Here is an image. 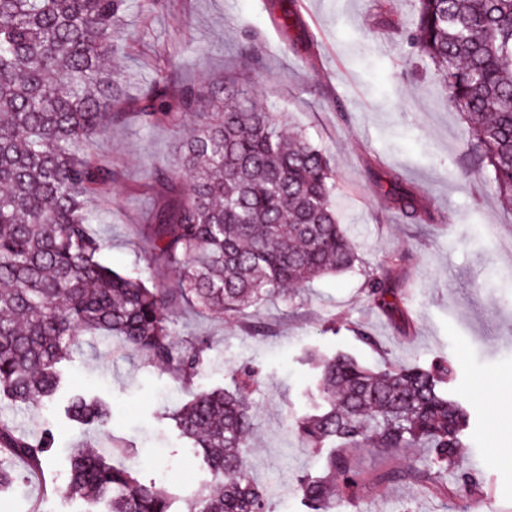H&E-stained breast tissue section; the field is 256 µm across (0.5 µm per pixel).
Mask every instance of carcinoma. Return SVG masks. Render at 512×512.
Returning a JSON list of instances; mask_svg holds the SVG:
<instances>
[{
    "mask_svg": "<svg viewBox=\"0 0 512 512\" xmlns=\"http://www.w3.org/2000/svg\"><path fill=\"white\" fill-rule=\"evenodd\" d=\"M126 7L127 0H0V400L50 401L79 335L110 337L191 386L207 343L176 340L180 307L267 336L271 325L252 308L357 261L323 149L288 135L235 82L180 90L155 82L138 100L141 124L176 127L179 171L153 172L172 202L135 231L150 268L176 270L177 284L149 287L142 271L120 273L103 262L105 243L93 226L118 172L91 154L89 142L122 117L126 79L104 59L118 49ZM398 34L408 53L433 65L491 167L501 205L512 209V0H418L415 23ZM183 112L193 114L187 127ZM396 202L406 218L420 219L412 194ZM366 288L371 305L401 311L400 292L386 277L369 275ZM307 360L317 370L312 412L294 421L292 433L305 448L331 449L323 475L299 480L307 512H329L338 490L348 501L357 497L358 476L338 448H426L423 467L383 480H412L434 494H448L438 481L448 473L459 485L479 482L458 470L469 415L448 397L453 361L373 369L317 350ZM230 376L233 388L198 389L173 414L213 476L186 512H268L242 453L254 434L258 372L234 366ZM67 413L109 431L112 412L98 398L74 395ZM55 443L49 427L30 437L0 420V457L32 471L44 468ZM67 493L106 497L109 512H174L166 490L84 446L71 450Z\"/></svg>",
    "mask_w": 512,
    "mask_h": 512,
    "instance_id": "obj_1",
    "label": "carcinoma"
}]
</instances>
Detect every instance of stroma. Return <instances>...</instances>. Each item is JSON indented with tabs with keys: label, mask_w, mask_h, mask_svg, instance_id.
<instances>
[{
	"label": "stroma",
	"mask_w": 512,
	"mask_h": 512,
	"mask_svg": "<svg viewBox=\"0 0 512 512\" xmlns=\"http://www.w3.org/2000/svg\"><path fill=\"white\" fill-rule=\"evenodd\" d=\"M416 9L415 0H131L110 60L129 79L126 115L95 136L91 149L120 174L110 214L95 227L106 242L103 260L116 271L143 262L131 227L168 202L152 174L173 164L176 130L143 129L136 109L154 81L166 77L180 89L241 80L266 111L325 149L335 171L339 217L359 245L354 271L314 281L299 299L258 306L276 326L270 336L188 308L175 324L179 340L208 342L196 387H231V364L258 370L257 439L243 454L258 486L277 485L270 512H300L299 480L325 464L326 450L301 447L289 429L308 411L314 371L304 352L314 346L372 368L454 359L459 371L448 393L470 414L462 466L481 477L457 492L446 475L452 491L445 497L405 482L380 486L377 474L422 465L426 449L349 448L361 488L355 503L337 502L332 512H512V458L495 455L512 445V429L497 415L512 400V210L497 201L491 170L471 154L466 123L434 69L418 58L404 61L400 38L385 28L411 26ZM394 178L420 196L432 221L406 219L382 195ZM392 254L401 255L400 265H386ZM372 272L404 286V314L369 303L365 276ZM329 319L337 334L322 333ZM360 328L371 343L359 339ZM77 342L65 367L69 385L111 405V432L70 422L58 402L0 401V418L30 436L52 424L57 443L43 474L0 493V512H29L35 502L41 512H103L65 493L67 450L90 445L107 456L115 436L132 446L140 479L166 489L183 512L186 498L211 479L171 420L190 389L111 340Z\"/></svg>",
	"instance_id": "stroma-1"
}]
</instances>
